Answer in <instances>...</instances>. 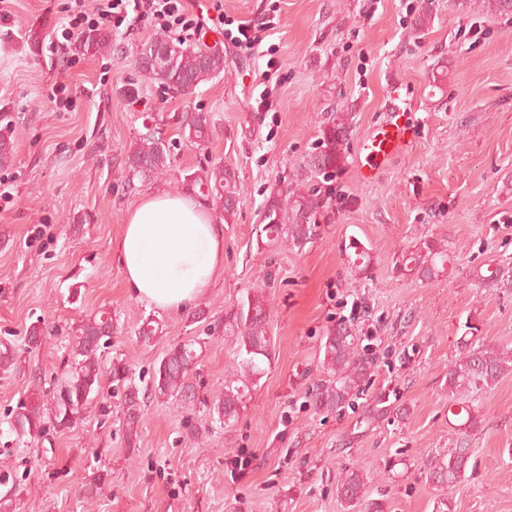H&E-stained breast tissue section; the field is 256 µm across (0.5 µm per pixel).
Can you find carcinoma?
<instances>
[{
	"instance_id": "cac0c4a2",
	"label": "carcinoma",
	"mask_w": 512,
	"mask_h": 512,
	"mask_svg": "<svg viewBox=\"0 0 512 512\" xmlns=\"http://www.w3.org/2000/svg\"><path fill=\"white\" fill-rule=\"evenodd\" d=\"M147 47L163 56L161 62L141 68L149 80L169 90L186 94L202 82L224 71V54L206 44L186 46L167 38H157ZM178 121L183 135L191 141L209 139L211 129L200 114L187 113ZM351 128L350 115L338 112L329 118L322 129L317 154L311 159L310 174L329 176L344 161V146ZM170 152L159 132L139 134L127 155L126 165L132 179L148 181L169 167ZM198 193L214 201L221 215L233 216L237 198L234 172L217 163L203 178L194 181ZM325 205L324 197L312 189L299 194L288 190V197L269 198L263 229L267 240L285 242L303 247L317 235L316 215ZM447 258L438 245L427 240L403 258L401 267L428 281L445 270ZM486 286H511L512 272L498 265L478 275ZM267 297L250 292L236 306L224 314V340L233 343L236 362L224 376V392L217 399L213 412L217 421L226 424L239 416L244 401L265 374L264 363L270 361V339L267 336ZM112 334V317L88 321L73 337L69 375L57 386L48 404L39 401L19 403L11 411L9 431L19 437L39 439L46 425L58 430L72 428L89 405L104 399L103 371L98 351L107 347ZM190 339L172 345L154 368L144 387H138L131 370L123 361H112L109 367L113 389L124 393V418L129 445L136 444L137 428L147 403L166 397L185 401L195 399V388L190 381L191 370L199 355ZM323 373L325 378L312 387L310 406L317 411L338 410L359 399L367 387V371L372 360L360 352L353 329L338 324L323 337ZM512 366V357L506 349L479 346L464 351L448 367V394L466 398L491 387ZM471 455L462 446L448 448L427 460V480L434 487L445 490L461 482L469 468ZM367 479L358 470L345 474L339 487V496L350 507L363 505Z\"/></svg>"
}]
</instances>
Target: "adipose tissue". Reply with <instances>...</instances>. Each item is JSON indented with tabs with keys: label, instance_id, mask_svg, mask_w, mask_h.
<instances>
[{
	"label": "adipose tissue",
	"instance_id": "ef3b65f1",
	"mask_svg": "<svg viewBox=\"0 0 512 512\" xmlns=\"http://www.w3.org/2000/svg\"><path fill=\"white\" fill-rule=\"evenodd\" d=\"M117 255L132 296L182 311L224 269V226L193 199L157 192L127 214Z\"/></svg>",
	"mask_w": 512,
	"mask_h": 512
}]
</instances>
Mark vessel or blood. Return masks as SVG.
<instances>
[{"instance_id":"1","label":"vessel or blood","mask_w":512,"mask_h":512,"mask_svg":"<svg viewBox=\"0 0 512 512\" xmlns=\"http://www.w3.org/2000/svg\"><path fill=\"white\" fill-rule=\"evenodd\" d=\"M414 134L408 109L399 107L392 110L388 119L374 126L359 143L357 170L360 179L366 183L378 182L387 161L405 151Z\"/></svg>"}]
</instances>
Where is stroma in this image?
I'll use <instances>...</instances> for the list:
<instances>
[{"label":"stroma","mask_w":512,"mask_h":512,"mask_svg":"<svg viewBox=\"0 0 512 512\" xmlns=\"http://www.w3.org/2000/svg\"><path fill=\"white\" fill-rule=\"evenodd\" d=\"M64 0H6L0 20V116L13 159L0 168V342L17 361L0 370V497L10 512H352L337 494L346 471L368 475L381 512H512V372L469 400L477 423L448 422V366L479 345L512 349V288L481 286L490 265L512 267V15L487 0H190L201 28L191 43L224 51V70L180 95L148 80L137 48L157 32L129 9L120 28L80 37L74 60L49 49ZM429 21L417 28L421 8ZM256 26L259 53L240 51L213 17ZM398 85L416 137L373 184L357 177L361 139L387 115ZM70 104H55L57 86ZM136 96H128V89ZM205 114L208 141L187 140L177 119ZM335 112L352 117L332 201L311 243L260 240L270 195L305 168ZM159 129L170 167L129 182L125 158L145 128ZM236 174V214L224 226V270L196 311H162L131 297L116 244L126 215L150 194L189 195L214 163ZM426 239L448 251L432 281L403 271ZM370 258L353 265L355 248ZM269 300L272 359L230 424L210 410L234 364L218 322L242 297ZM112 315L103 364L150 374L170 344L197 339L194 402L147 406L129 447L122 394L110 415L85 411L68 430L25 444L4 435L23 401L49 400L68 372L69 338ZM154 320L150 341L136 334ZM352 325L374 362L363 404L316 412L321 339ZM53 334L30 346L36 324ZM462 437L471 466L441 492L429 455ZM245 456L244 470L230 461Z\"/></svg>","instance_id":"1"}]
</instances>
